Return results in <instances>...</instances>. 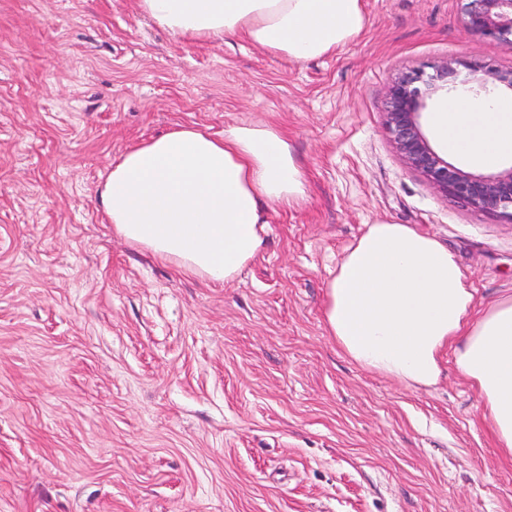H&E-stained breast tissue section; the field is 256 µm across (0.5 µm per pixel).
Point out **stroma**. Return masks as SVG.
I'll list each match as a JSON object with an SVG mask.
<instances>
[{
  "label": "stroma",
  "instance_id": "35a3bbf8",
  "mask_svg": "<svg viewBox=\"0 0 512 512\" xmlns=\"http://www.w3.org/2000/svg\"><path fill=\"white\" fill-rule=\"evenodd\" d=\"M307 62L172 35L138 0H0V512H512V459L451 353L430 388L375 375L323 320L365 231L446 244L479 306L512 295V222L436 191L385 126L392 80L512 66L463 0H364ZM280 131L306 197L212 284L116 235L97 189L195 125Z\"/></svg>",
  "mask_w": 512,
  "mask_h": 512
}]
</instances>
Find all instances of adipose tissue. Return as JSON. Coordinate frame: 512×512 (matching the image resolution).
<instances>
[{
	"label": "adipose tissue",
	"mask_w": 512,
	"mask_h": 512,
	"mask_svg": "<svg viewBox=\"0 0 512 512\" xmlns=\"http://www.w3.org/2000/svg\"><path fill=\"white\" fill-rule=\"evenodd\" d=\"M171 34L242 37L295 62L345 47L364 30L363 0H139ZM434 138L464 163L497 167L512 156V97L441 106ZM119 236L182 272L232 279L261 251L268 212L305 195L287 140L261 123L217 137L177 127L126 151L98 190ZM328 335L362 368L430 387L443 351L477 391L498 448L512 456V296L478 307L454 254L405 224L367 225L331 271Z\"/></svg>",
	"instance_id": "ef3b65f1"
}]
</instances>
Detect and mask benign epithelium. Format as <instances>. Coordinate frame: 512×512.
I'll return each mask as SVG.
<instances>
[{
    "label": "benign epithelium",
    "mask_w": 512,
    "mask_h": 512,
    "mask_svg": "<svg viewBox=\"0 0 512 512\" xmlns=\"http://www.w3.org/2000/svg\"><path fill=\"white\" fill-rule=\"evenodd\" d=\"M464 23L473 34L512 44V0H467ZM461 66L483 74L484 84L512 91V67L493 68L476 62ZM457 70L450 63L434 73H402L391 83L385 104V123L403 161L420 172L437 191L473 208L498 211L512 221V168L490 175L466 172L442 158L430 145L420 125L426 99L437 93L459 91L452 81Z\"/></svg>",
    "instance_id": "1"
}]
</instances>
